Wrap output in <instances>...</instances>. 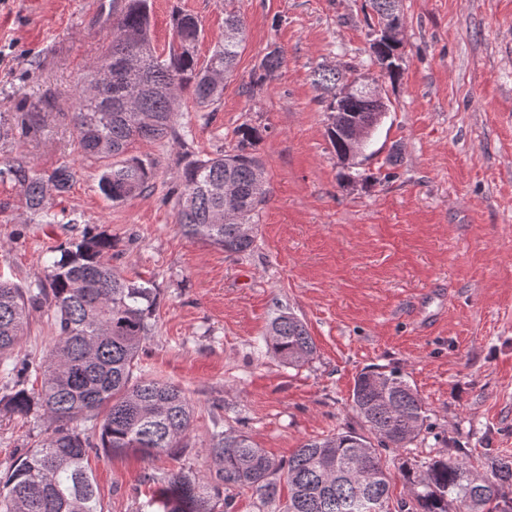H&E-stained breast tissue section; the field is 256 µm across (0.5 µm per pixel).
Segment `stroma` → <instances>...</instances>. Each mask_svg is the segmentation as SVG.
Wrapping results in <instances>:
<instances>
[{
    "mask_svg": "<svg viewBox=\"0 0 512 512\" xmlns=\"http://www.w3.org/2000/svg\"><path fill=\"white\" fill-rule=\"evenodd\" d=\"M103 2L0 0V47L10 53L0 112L47 90L68 97L100 53L93 20ZM177 10L202 25L199 60L223 39L228 11L245 22V48L216 110L177 113L185 144H134L132 155L153 163L150 191L108 201L98 165L79 156L58 115L40 138L0 140V159L76 170L70 190L47 200L51 224L30 222L19 187L0 181V275L35 288L60 245L88 227L105 231L115 272L159 290L140 372L194 406L187 449L150 460L90 452L105 512H138L151 476L206 473L217 419L278 460L307 440L363 431L351 392L372 367L407 375L427 415L407 447L379 451L391 512L414 499L402 467L449 454L476 466L512 457V0H400L402 75L380 77L389 110L349 167L327 138L313 75L322 66L378 74L369 0H151L159 54L174 40ZM274 50L281 68L255 86ZM244 124L262 133L253 151L270 197L252 251L230 255L181 234L172 189L183 155L230 149ZM281 309L314 340L304 366L265 347ZM55 339L52 308L36 304L20 359L44 360ZM50 431L42 412L0 413V477Z\"/></svg>",
    "mask_w": 512,
    "mask_h": 512,
    "instance_id": "stroma-1",
    "label": "stroma"
}]
</instances>
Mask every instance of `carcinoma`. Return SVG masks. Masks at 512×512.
<instances>
[{
  "label": "carcinoma",
  "mask_w": 512,
  "mask_h": 512,
  "mask_svg": "<svg viewBox=\"0 0 512 512\" xmlns=\"http://www.w3.org/2000/svg\"><path fill=\"white\" fill-rule=\"evenodd\" d=\"M175 41L168 57L157 54L151 38L150 0H110L106 45L97 62L112 68V82L92 89L80 81L72 91L75 106L62 116L77 134L79 153L100 164L98 188L114 203L151 187L153 164L127 156L135 140L177 137L176 105L188 94L199 108L220 102L224 81L234 72L245 41L244 22L224 14V40L210 57L198 63L195 54L202 29L196 16H173ZM373 62L391 81L401 69L385 63L388 51L371 46ZM280 67L276 53L260 63L256 85ZM351 80L347 74L323 67L314 82L327 93L329 114L336 113V88ZM61 112L52 95L23 105L9 119L0 115V139L41 131L47 112ZM342 117L369 122L364 97L354 92ZM327 137L336 152L347 139L343 129L329 123ZM233 150L215 157L192 158L182 168L177 197V226L190 239L243 254L253 248L259 213L269 197L263 164L252 152L258 128L236 131ZM74 168L63 164L52 172L33 171L21 158L0 163V178L23 192L30 219L50 223L45 211L48 189L67 191ZM234 186L231 207L224 193ZM112 238L88 229L63 248L38 292L26 293L0 280V365L15 377L9 394L0 398L7 411L26 415L41 410L54 423L52 433L0 479V512H104L95 479L84 465L90 442L74 423L89 422L98 431L95 447L115 456L143 458L188 447L194 411L184 392L171 384L136 375L138 360L157 301V289L136 284L112 270L108 254ZM44 299L53 308L57 342L41 364V390L27 388L30 364L9 365L28 326V303ZM265 345L282 363L300 367L316 346L305 323L291 312L272 322ZM352 407L370 436L346 431L303 443L288 460H275L239 431L219 430L214 421L207 475L192 472L151 476L158 484L142 512H232V490H249L263 501L279 497L288 487L285 512H388L389 475L376 448H405L421 433L426 414L415 388L400 373L369 369L352 389ZM414 487L416 512H512V459L495 458L486 475L476 476L464 458L436 457L416 473L403 470Z\"/></svg>",
  "instance_id": "carcinoma-1"
}]
</instances>
